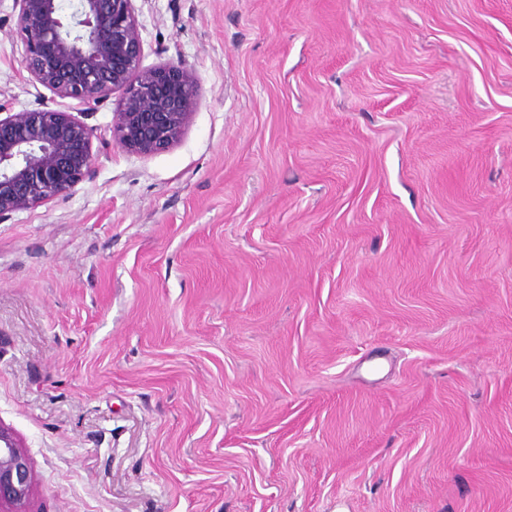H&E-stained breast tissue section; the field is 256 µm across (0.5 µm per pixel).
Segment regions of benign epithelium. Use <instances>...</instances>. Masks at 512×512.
<instances>
[{"mask_svg":"<svg viewBox=\"0 0 512 512\" xmlns=\"http://www.w3.org/2000/svg\"><path fill=\"white\" fill-rule=\"evenodd\" d=\"M29 81L90 114L116 94L112 137L125 151L170 149L190 122L197 94L192 71L141 67L143 41L133 0H13ZM93 128L38 107L15 112L0 99V222L47 206L93 179ZM33 465L14 432L0 424V512H30Z\"/></svg>","mask_w":512,"mask_h":512,"instance_id":"7a95c632","label":"benign epithelium"}]
</instances>
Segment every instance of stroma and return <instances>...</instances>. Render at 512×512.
<instances>
[{"mask_svg":"<svg viewBox=\"0 0 512 512\" xmlns=\"http://www.w3.org/2000/svg\"><path fill=\"white\" fill-rule=\"evenodd\" d=\"M133 4L189 126L0 223L32 512H512V0Z\"/></svg>","mask_w":512,"mask_h":512,"instance_id":"35a3bbf8","label":"stroma"}]
</instances>
